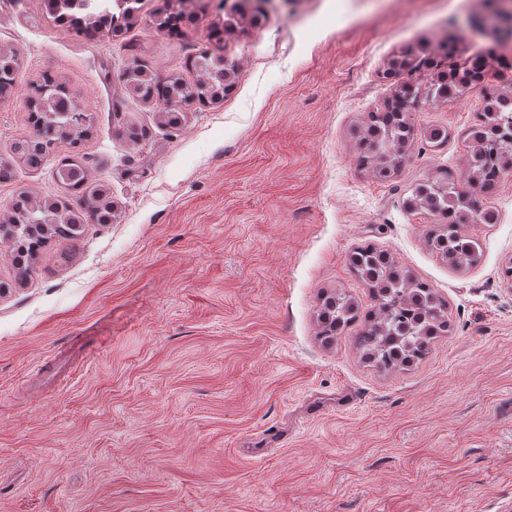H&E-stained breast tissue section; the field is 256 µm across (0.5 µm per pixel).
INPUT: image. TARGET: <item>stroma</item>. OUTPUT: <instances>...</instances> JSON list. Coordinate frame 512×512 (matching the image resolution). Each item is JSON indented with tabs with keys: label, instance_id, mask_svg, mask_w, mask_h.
<instances>
[{
	"label": "stroma",
	"instance_id": "stroma-1",
	"mask_svg": "<svg viewBox=\"0 0 512 512\" xmlns=\"http://www.w3.org/2000/svg\"><path fill=\"white\" fill-rule=\"evenodd\" d=\"M180 38L156 32L170 7ZM134 23L90 41L42 0H0V49L21 48L16 89L44 73L92 113L80 159L111 223L48 243L25 279L0 242V512H512V175L467 225L483 254L448 265L411 186L461 173L478 93L417 112L389 180L356 162L392 59L460 40L512 89V58L483 28L486 0H267L259 25L224 28L220 0H137ZM235 60L223 101L183 112L126 95L133 57L157 75L201 51ZM145 129L129 139L130 126ZM444 127L447 142L422 136ZM30 130L0 101V220L19 192L58 198V143L30 167ZM371 242L448 303L450 331L401 371L361 359L348 327L319 336L324 296L373 305L348 258Z\"/></svg>",
	"mask_w": 512,
	"mask_h": 512
}]
</instances>
